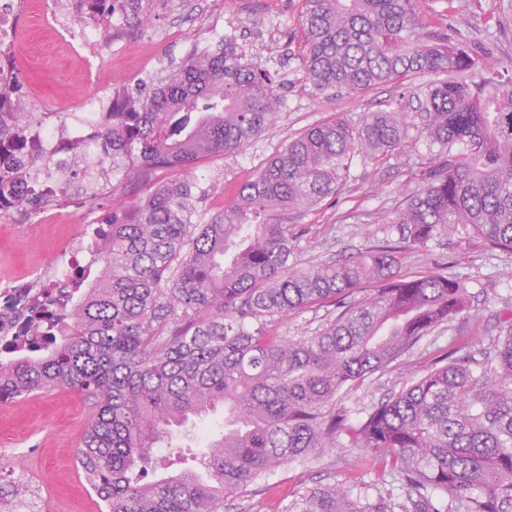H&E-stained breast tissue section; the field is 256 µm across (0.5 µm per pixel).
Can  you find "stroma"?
<instances>
[{"label":"stroma","mask_w":512,"mask_h":512,"mask_svg":"<svg viewBox=\"0 0 512 512\" xmlns=\"http://www.w3.org/2000/svg\"><path fill=\"white\" fill-rule=\"evenodd\" d=\"M41 2L22 0L18 6L14 30L18 57L12 66L19 78L36 88L41 112L55 118L75 111L93 93L108 98L120 86L135 90L142 79L179 62L193 48L211 43L217 25L249 61L274 75L282 105L273 122L242 151L210 157L191 172L201 191L197 209L203 220L233 205L239 186L308 128L337 117L355 122L364 113L398 101L405 107L407 138L387 155L355 157L336 194L289 215L298 262L318 264L381 244L386 238L381 216L420 186L419 174L430 160V151L418 128L414 93L429 83V76H414L406 88L388 84L363 92L311 93L299 67L301 42L293 37L299 0H153L146 24L127 27L125 38L110 40L90 58L72 53L46 25ZM494 13V0H472L469 10L451 21L452 36L482 58L481 67L465 73L466 81L488 75L512 78V32L489 39L495 29ZM68 180V197L51 208L69 212L75 224L111 215L116 201H132L141 191L132 185L119 199L106 190L86 198L81 192L84 173L69 175ZM66 232V227L40 223L29 234L6 232L0 238V273L26 269L50 278L63 261L61 241ZM399 259V269L407 275L449 270L461 276L472 295L471 308L464 318L427 336L415 353L348 395L343 404L354 415L425 374L451 338L462 336L470 346L483 348L497 335L500 322L512 319V255L487 251L471 230L441 232L426 248L403 250ZM91 414L90 404L68 389L0 403V448L10 450L0 460V491H12V472L21 467L45 484L49 512H99L100 503L76 460ZM341 482L364 504L404 498L398 487L380 483L368 463H353L351 455L334 451L309 464L294 462L268 472L245 497L225 501L223 512H288L293 492Z\"/></svg>","instance_id":"obj_1"}]
</instances>
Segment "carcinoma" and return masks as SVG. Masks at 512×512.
Returning <instances> with one entry per match:
<instances>
[{
	"label": "carcinoma",
	"instance_id": "1",
	"mask_svg": "<svg viewBox=\"0 0 512 512\" xmlns=\"http://www.w3.org/2000/svg\"><path fill=\"white\" fill-rule=\"evenodd\" d=\"M78 20L105 28L116 10L147 15L150 0H78ZM300 66L313 92H361L435 79L417 95L432 165L423 185L384 223L399 245L301 265L285 221L335 194L354 156L394 150L409 129L395 103L303 132L238 189V202L205 224L188 178L152 183L246 147L274 119L281 98L266 70L231 41L188 53L175 67L112 93L98 137L112 148L116 195L134 179L137 201L117 205L93 246L94 277L78 275L65 311L36 310L31 334L4 344L0 402L57 388L92 405L77 457L100 512H221L271 469L349 447L405 492L378 512H512V323L486 348H448L446 362L373 408L351 416L343 395L412 353L471 307L452 274L405 276L403 249L469 227L488 250L512 253V80L459 76L477 54L430 18L463 0H301ZM496 27L512 29V0ZM17 74L0 61V212L32 213L68 192L41 181L46 162L12 108ZM365 283L367 296L352 295ZM333 303L336 318L298 339L276 321ZM481 366L475 372L473 366ZM224 413L177 472L166 461L185 428ZM289 512H366L339 484L297 491Z\"/></svg>",
	"mask_w": 512,
	"mask_h": 512
}]
</instances>
